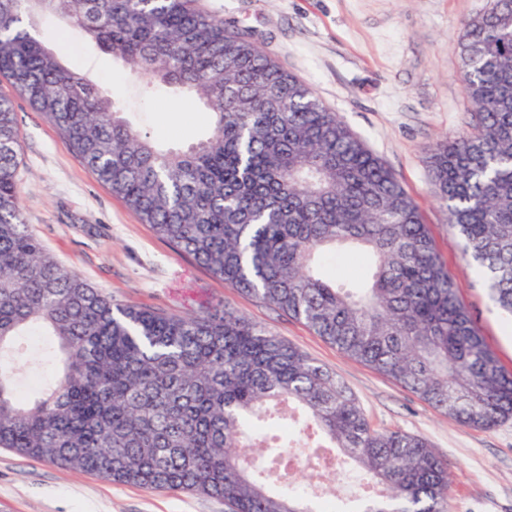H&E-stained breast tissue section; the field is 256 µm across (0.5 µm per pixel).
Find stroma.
<instances>
[{"label": "stroma", "instance_id": "35a3bbf8", "mask_svg": "<svg viewBox=\"0 0 512 512\" xmlns=\"http://www.w3.org/2000/svg\"><path fill=\"white\" fill-rule=\"evenodd\" d=\"M487 0H196L197 7L256 30L265 51L310 85L419 204L438 252L504 370L512 333L464 260L460 241L433 196L429 147L471 130L456 40ZM42 38L71 69L120 100L126 117L164 146L206 135L211 115L198 101L146 87L120 59L86 43L56 16ZM21 133L23 220L56 261L113 301L167 314L228 306L325 366L356 396L371 425L424 437L447 462L448 512H512V418L466 427L395 379L352 360L304 323L241 294L161 240L112 196L52 123L0 77ZM0 512H229L193 492L115 484L0 448Z\"/></svg>", "mask_w": 512, "mask_h": 512}]
</instances>
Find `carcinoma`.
Segmentation results:
<instances>
[{
	"instance_id": "1",
	"label": "carcinoma",
	"mask_w": 512,
	"mask_h": 512,
	"mask_svg": "<svg viewBox=\"0 0 512 512\" xmlns=\"http://www.w3.org/2000/svg\"><path fill=\"white\" fill-rule=\"evenodd\" d=\"M52 13L148 85L198 98L204 140L164 148L42 39ZM476 116L435 143L434 194L512 325V0L462 23ZM0 76L141 221L225 283L306 324L459 423L512 417L505 372L458 296L415 201L258 35L195 0H0ZM20 137L0 99V448L119 484L189 491L230 512H446L447 465L422 437L373 428L327 368L224 308L173 315L112 302L64 270L24 223ZM344 246L363 284L319 274ZM60 355L40 399L16 392L21 339ZM310 481L288 486L285 460Z\"/></svg>"
}]
</instances>
